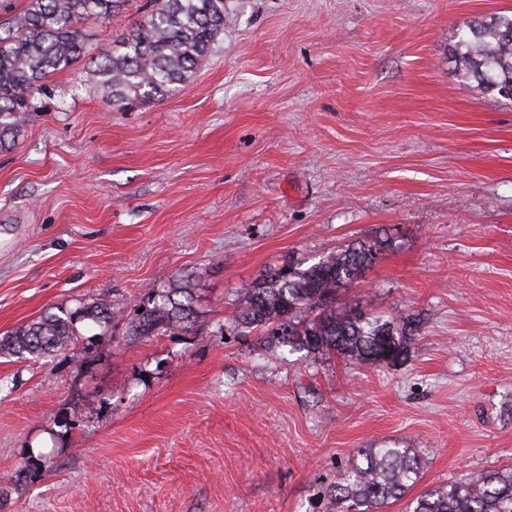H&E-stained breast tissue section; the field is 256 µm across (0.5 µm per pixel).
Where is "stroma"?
I'll list each match as a JSON object with an SVG mask.
<instances>
[{"label": "stroma", "mask_w": 512, "mask_h": 512, "mask_svg": "<svg viewBox=\"0 0 512 512\" xmlns=\"http://www.w3.org/2000/svg\"><path fill=\"white\" fill-rule=\"evenodd\" d=\"M144 3L84 25L0 152V337L61 304L124 315L0 355V512H323L360 448L417 449V495L512 465V102L448 61L512 0H224L187 84L115 110L90 59ZM357 241L384 248L336 306L419 319L406 363L234 327L269 266ZM180 280L193 328L132 335Z\"/></svg>", "instance_id": "1"}]
</instances>
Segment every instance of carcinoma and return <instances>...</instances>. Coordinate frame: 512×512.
Returning a JSON list of instances; mask_svg holds the SVG:
<instances>
[{"mask_svg":"<svg viewBox=\"0 0 512 512\" xmlns=\"http://www.w3.org/2000/svg\"><path fill=\"white\" fill-rule=\"evenodd\" d=\"M127 0H26L0 18V151L16 146L34 94L58 71L86 53L81 25L104 21ZM150 10L112 51L94 60L106 104L122 109L158 100L186 84L200 58L224 31V0H149ZM454 71L464 81L503 95L512 90V17L478 18L456 30ZM380 254L376 245L351 244L305 265L287 258L246 289L235 316L245 328L313 359L338 357L353 365L404 363L419 322L336 310L339 289L359 280ZM121 314L104 303L50 307L38 320L0 339V354L19 360L67 350L86 320L108 330ZM196 321L191 288L158 292L132 321L140 336L188 331ZM421 458L410 448H364L336 470L327 487L331 512H381L419 481ZM406 512H512V467L471 472L410 499Z\"/></svg>","mask_w":512,"mask_h":512,"instance_id":"1","label":"carcinoma"}]
</instances>
